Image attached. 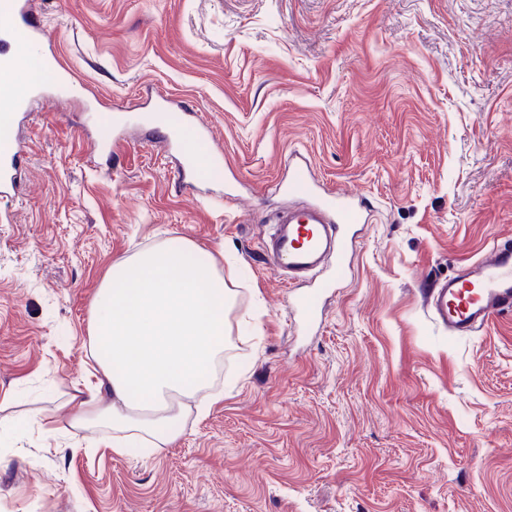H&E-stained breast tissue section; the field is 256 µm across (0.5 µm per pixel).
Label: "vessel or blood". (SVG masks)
Instances as JSON below:
<instances>
[{
    "label": "vessel or blood",
    "instance_id": "b4317fda",
    "mask_svg": "<svg viewBox=\"0 0 512 512\" xmlns=\"http://www.w3.org/2000/svg\"><path fill=\"white\" fill-rule=\"evenodd\" d=\"M29 47L38 58L61 63L56 44L41 20L33 0H0V72L9 74L26 66L27 55L21 47ZM49 90L38 88L24 99H12L0 87V101L7 108L0 112V220L8 218L9 203L26 192L28 168L23 148V129L35 105L49 97ZM180 113L161 135L165 147L182 151L183 127H191L196 136L210 137L208 127L196 113L182 111L178 101H165L161 110L142 112L138 122L151 127L159 122L160 112ZM126 143L123 128L100 129L95 150L109 154ZM288 195H303L309 205L301 210H288L276 216L273 230L265 241L264 251L274 270L287 284L313 276L327 269V276L314 288L296 293L295 313L307 328L318 324L320 301L326 289L335 287L347 275V245L354 238V225L363 223L365 211L361 200L345 192L322 190L313 178L307 162L297 161L284 187ZM422 297L435 320L456 336H471L485 328L496 316L512 314V240L497 244L483 257L462 267L451 278L433 281L424 288Z\"/></svg>",
    "mask_w": 512,
    "mask_h": 512
}]
</instances>
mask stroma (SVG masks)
Returning a JSON list of instances; mask_svg holds the SVG:
<instances>
[{
  "label": "stroma",
  "mask_w": 512,
  "mask_h": 512,
  "mask_svg": "<svg viewBox=\"0 0 512 512\" xmlns=\"http://www.w3.org/2000/svg\"><path fill=\"white\" fill-rule=\"evenodd\" d=\"M83 102L37 109L29 185L0 222V512H512V316L452 336L430 280L512 240V0H37ZM224 152L185 188L153 131L112 163L113 124L160 98ZM300 152L371 203L352 270L298 325L262 239ZM167 236L223 248L236 293L205 414L118 454L73 427L95 375L92 301ZM127 125L123 127H106L99 130L98 137L95 141V151L100 154L112 155V151L119 150L125 146V131Z\"/></svg>",
  "instance_id": "35a3bbf8"
}]
</instances>
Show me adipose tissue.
Listing matches in <instances>:
<instances>
[{"label":"adipose tissue","mask_w":512,"mask_h":512,"mask_svg":"<svg viewBox=\"0 0 512 512\" xmlns=\"http://www.w3.org/2000/svg\"><path fill=\"white\" fill-rule=\"evenodd\" d=\"M234 301L220 259L183 238L115 263L91 305L99 378L81 394L74 424L108 428L118 453L172 445L187 416L184 398L200 397L204 409L219 399L202 389Z\"/></svg>","instance_id":"obj_1"}]
</instances>
